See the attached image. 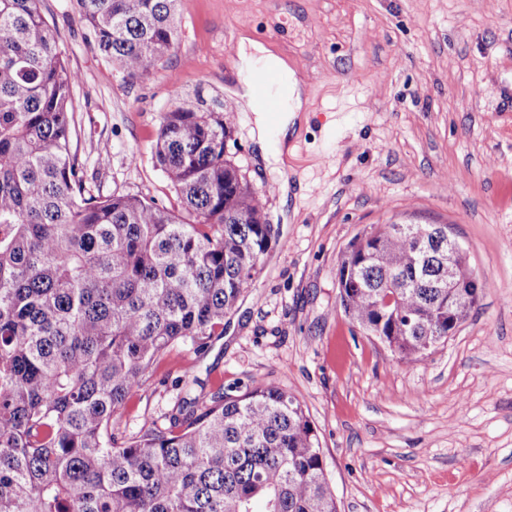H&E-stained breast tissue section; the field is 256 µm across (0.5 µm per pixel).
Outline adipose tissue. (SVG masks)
<instances>
[{"mask_svg":"<svg viewBox=\"0 0 512 512\" xmlns=\"http://www.w3.org/2000/svg\"><path fill=\"white\" fill-rule=\"evenodd\" d=\"M239 66L237 70L238 85L235 90L243 105L253 108L254 98L252 83L255 75L262 71L274 70L283 75L290 86V94L283 106V112L275 129V142H268L269 129L264 112L255 111L253 135L260 149V157L265 164L282 163L283 156L288 151V141L291 138L301 112L305 111L308 103L304 95V82L296 71L283 58L269 52L262 43L244 37L240 40Z\"/></svg>","mask_w":512,"mask_h":512,"instance_id":"adipose-tissue-1","label":"adipose tissue"}]
</instances>
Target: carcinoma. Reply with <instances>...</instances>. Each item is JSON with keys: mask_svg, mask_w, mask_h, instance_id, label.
<instances>
[{"mask_svg": "<svg viewBox=\"0 0 512 512\" xmlns=\"http://www.w3.org/2000/svg\"><path fill=\"white\" fill-rule=\"evenodd\" d=\"M130 78L171 55L178 0H78ZM78 74L42 0H0V512H338L315 427L273 384L182 398L138 435L112 420L157 360L206 352L278 234L225 157L224 112L178 103L155 159L176 204L94 194L74 147ZM448 225L373 224L340 256L345 315L423 358L478 304L448 306Z\"/></svg>", "mask_w": 512, "mask_h": 512, "instance_id": "cac0c4a2", "label": "carcinoma"}]
</instances>
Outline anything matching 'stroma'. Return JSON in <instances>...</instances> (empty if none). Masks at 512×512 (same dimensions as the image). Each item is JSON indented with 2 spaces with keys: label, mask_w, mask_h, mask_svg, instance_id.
Listing matches in <instances>:
<instances>
[{
  "label": "stroma",
  "mask_w": 512,
  "mask_h": 512,
  "mask_svg": "<svg viewBox=\"0 0 512 512\" xmlns=\"http://www.w3.org/2000/svg\"><path fill=\"white\" fill-rule=\"evenodd\" d=\"M43 8L80 76L73 140L93 190L169 204L160 117L200 104L229 119L226 153L278 231L223 335L204 354L171 349L115 426L134 435L178 398L271 383L308 411L339 512H512V0H180L174 52L134 79L94 49L77 0ZM243 36L307 82L278 168L232 91ZM392 223L447 225L484 285L409 364L338 298L349 241Z\"/></svg>",
  "instance_id": "obj_1"
}]
</instances>
